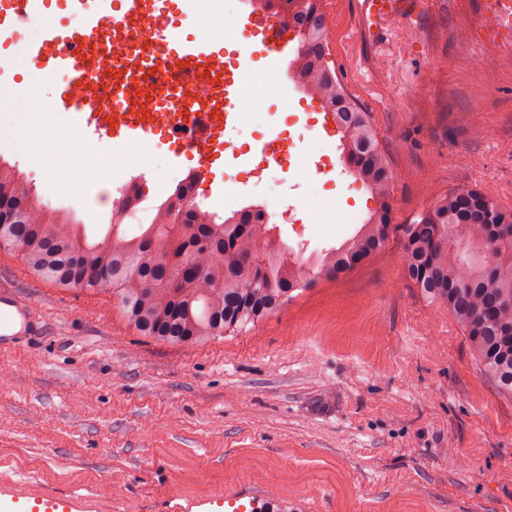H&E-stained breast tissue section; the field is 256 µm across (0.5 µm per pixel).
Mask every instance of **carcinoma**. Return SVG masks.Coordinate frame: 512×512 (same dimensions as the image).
Segmentation results:
<instances>
[{"label":"carcinoma","instance_id":"cac0c4a2","mask_svg":"<svg viewBox=\"0 0 512 512\" xmlns=\"http://www.w3.org/2000/svg\"><path fill=\"white\" fill-rule=\"evenodd\" d=\"M286 33L297 37L293 63L305 93L333 114L344 167L377 208L338 247L307 259L277 242V225L254 205L211 223H198L199 204L189 187L156 208L135 236L114 228L90 241L32 199L31 186L0 162V249L20 255L29 275L63 291L109 294L125 324L148 340L201 344L256 325L321 277L337 278L381 252L401 233L406 279L424 300L448 312L500 396L512 400V261L485 262L494 225H512V211L478 189L450 190L409 224L391 223L395 176L369 113L346 92L330 68L328 21L321 0H258ZM181 218L180 242L164 226ZM195 276L192 286L169 284Z\"/></svg>","mask_w":512,"mask_h":512}]
</instances>
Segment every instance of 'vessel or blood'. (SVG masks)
Masks as SVG:
<instances>
[{
	"mask_svg": "<svg viewBox=\"0 0 512 512\" xmlns=\"http://www.w3.org/2000/svg\"><path fill=\"white\" fill-rule=\"evenodd\" d=\"M70 2L84 13L82 25L45 21L37 38L21 49L40 63L44 77L67 76L55 102L61 126L79 125L85 141L111 145L116 155L141 142L167 147L176 161H191L187 179H210L230 148L226 133L238 121L241 96L237 73L251 62L252 43L261 45L262 57L278 76L288 59L287 36L252 0H243L240 12L244 41L229 54L215 39L183 36L188 14L175 0ZM48 7L49 0H5L0 33L15 35L23 21ZM419 7V0H360L359 13L365 29L377 36L387 20L414 15ZM158 18L167 19V26L136 33L137 23ZM191 84L206 87L207 97L182 100ZM111 101L119 110L109 118ZM268 498L262 488L241 487L200 501L199 512H264Z\"/></svg>",
	"mask_w": 512,
	"mask_h": 512,
	"instance_id": "vessel-or-blood-1",
	"label": "vessel or blood"
}]
</instances>
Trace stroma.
Instances as JSON below:
<instances>
[{"label":"stroma","mask_w":512,"mask_h":512,"mask_svg":"<svg viewBox=\"0 0 512 512\" xmlns=\"http://www.w3.org/2000/svg\"><path fill=\"white\" fill-rule=\"evenodd\" d=\"M331 65L370 113L397 182L393 221L406 224L451 189L480 187L512 211V65L481 23L482 0H424L403 35L374 38L358 0H335ZM1 79L32 93L41 137L0 151L36 197L87 236L134 232L181 178L152 143L48 191L55 158L78 128L58 129L64 74L40 78L16 46ZM258 91V123L228 133L236 155L196 200L221 215L265 206L280 242L312 256L351 238L374 210L340 154L315 141L310 97L288 92L265 59L240 73ZM284 141L289 173L258 143ZM154 170L134 214L114 207L139 168ZM296 209L284 224L279 212ZM398 238L338 278H322L256 326L170 346L129 330L107 295L63 291L0 251V289L38 322L0 344V489L39 502L72 497L89 512H168L241 483L300 501L305 512H512V401L500 397L457 324L405 278Z\"/></svg>","instance_id":"35a3bbf8"}]
</instances>
